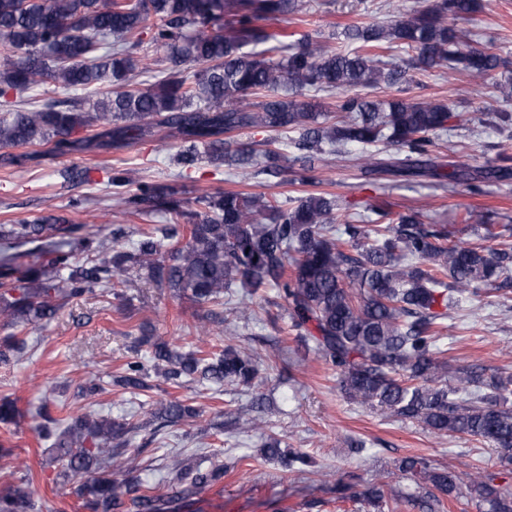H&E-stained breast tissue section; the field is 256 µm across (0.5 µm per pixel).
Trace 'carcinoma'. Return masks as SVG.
Listing matches in <instances>:
<instances>
[{
    "label": "carcinoma",
    "mask_w": 512,
    "mask_h": 512,
    "mask_svg": "<svg viewBox=\"0 0 512 512\" xmlns=\"http://www.w3.org/2000/svg\"><path fill=\"white\" fill-rule=\"evenodd\" d=\"M482 7L481 0H435L425 9L387 23L360 21L324 35L274 32L265 21L285 20L299 0H0V149L50 145L59 154L119 149L160 136L175 141L174 162L188 170L205 161L219 166L253 165L279 173L287 156L277 136L305 152L303 181L314 180L312 161L357 146L368 174L430 175L459 182L470 173L435 161L440 135L453 118L448 104L424 99L370 96L397 88L415 70L446 67L475 82L497 78L503 102L512 100V79L498 55L463 41L458 22ZM157 57L139 55L144 36ZM401 47L399 62L379 51ZM159 67L141 87L139 73ZM82 94H76V91ZM339 94L333 121L324 104L298 101L306 93ZM65 92L63 99L44 98ZM492 125L512 140V113H494ZM246 130L267 137L241 140ZM204 218L168 186L140 182L132 193L114 195L123 213H163L187 233L169 244L141 232L128 251L112 243V257L74 267L69 238L78 225L59 217L34 224L0 226V239L31 244L49 235L40 255L24 265L0 258V324L13 329L0 342V361L24 344L26 326L50 318L72 299L135 266L158 286L201 306L224 300V289L249 296L275 288L285 302L291 330L338 378L352 400L423 424L436 435L460 434L501 450L500 465L512 468V373L453 367L438 346L448 311L469 295L512 287V247L482 242L500 237L496 225L470 209L462 227L425 224L422 214H400L388 224H352L349 207L331 193H308L282 204L263 195L216 190L198 196ZM154 358L171 368L167 378L252 387L262 366L232 346L211 357L179 353L155 344ZM122 385L145 387V366L127 364ZM159 414L175 424L190 416L179 403ZM130 431L126 422L86 417L65 430L58 449L74 478H85L83 507L91 512H165L166 505L224 478V468L190 475L174 462L165 491L142 488L132 477L115 483L112 471L125 461L111 442ZM265 455L284 465L309 466L311 458L281 441ZM402 470L424 475L429 492L450 496L458 476L419 457ZM497 475L477 471L469 487L483 512H512V489ZM32 478L0 494V512H31Z\"/></svg>",
    "instance_id": "1"
}]
</instances>
